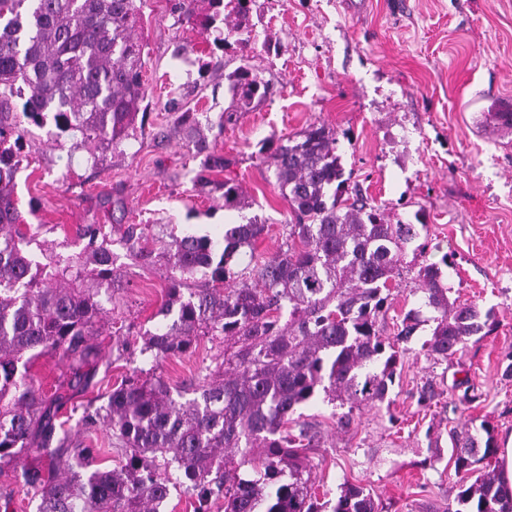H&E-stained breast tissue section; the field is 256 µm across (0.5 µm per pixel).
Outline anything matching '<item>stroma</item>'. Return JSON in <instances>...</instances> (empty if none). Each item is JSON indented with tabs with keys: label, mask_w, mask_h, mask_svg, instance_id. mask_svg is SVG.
<instances>
[{
	"label": "stroma",
	"mask_w": 512,
	"mask_h": 512,
	"mask_svg": "<svg viewBox=\"0 0 512 512\" xmlns=\"http://www.w3.org/2000/svg\"><path fill=\"white\" fill-rule=\"evenodd\" d=\"M250 16L248 59L275 92L240 113L210 147L252 208L228 210L221 192L199 191L203 159L188 153L177 111L167 107L174 94L181 110L217 122L231 102L224 76L242 56L200 27L176 24L168 0H146L142 9L147 117L135 124L125 152L103 148L90 163L71 139L55 138L51 123L24 137L15 191L46 248L74 255L84 246L80 225L136 224L157 256L141 265L112 234L124 287L90 338L97 363L82 389L68 391L58 419L95 448L97 466H114L121 456L114 439L81 420L88 404H102L142 365L141 335L165 294L162 237L214 234L256 215L267 223L257 254L278 252L291 216L270 183L261 143L322 123L335 129L342 163L362 193L390 222L421 227L403 256L386 336H397L394 317L420 306V266L444 257L452 297L476 303L494 323L453 361L437 363L421 349L432 325L419 322L390 404L354 412L349 428L337 425L323 400L303 406L319 437L310 460L330 498L348 482L372 489L381 512H442L459 479L449 429L489 424L500 448L512 438V377L505 373L512 363V133L484 122L485 113L512 112V0H371L361 18L347 12L345 0H251ZM117 327L127 340L122 354L112 347ZM223 354L220 340L201 336L160 372L176 387ZM426 386L435 399L423 406L418 396ZM468 389L476 394L470 403L462 399Z\"/></svg>",
	"instance_id": "obj_1"
}]
</instances>
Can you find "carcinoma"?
<instances>
[{
    "label": "carcinoma",
    "mask_w": 512,
    "mask_h": 512,
    "mask_svg": "<svg viewBox=\"0 0 512 512\" xmlns=\"http://www.w3.org/2000/svg\"><path fill=\"white\" fill-rule=\"evenodd\" d=\"M141 2L0 0V162L20 150L28 126L49 117L56 138L74 139L75 149L125 146L146 96L145 45L135 32ZM199 2L171 0L176 23L206 31L222 24L226 50L249 43L240 35L250 33V0H207L204 15ZM224 79L231 105L220 134L272 94L247 60ZM23 96L19 112L14 101ZM178 122L193 153L206 154L197 186L223 192L226 209L250 207L238 181L211 178L226 162L197 136V113L182 112ZM259 154L292 216L286 248L255 256L266 228L256 216L220 239L170 235L165 301L139 349L149 369L86 413V424L101 425L122 446L115 466L93 470L94 449L57 432L63 394L46 397L31 368L44 353L60 351L72 360L71 387L97 363L88 340L107 313L101 288L118 282L109 239L102 225L84 224L82 253H47L14 199L23 158L0 168V471L20 472L37 512H160L177 486L195 500V512L219 499L224 512H379L364 485L343 484L334 503L319 496L306 455L315 436L297 411L321 395L343 410L345 427L354 411L384 402L395 386L406 349L384 336L383 320L417 225L389 222L348 184L336 132L324 124L269 139ZM122 239L151 260L136 225H127ZM34 243L46 262L35 259ZM245 253L250 263L242 268ZM417 281L433 323L423 348L434 360L453 359L492 326L491 313L449 298L440 265L420 266ZM199 336L224 339V360L174 389L156 370ZM481 430L450 436L455 471L474 480L458 485L445 512H512L500 472L480 467L495 453L492 431L485 424ZM34 447L50 456L45 475L22 464L24 450Z\"/></svg>",
    "instance_id": "1"
}]
</instances>
